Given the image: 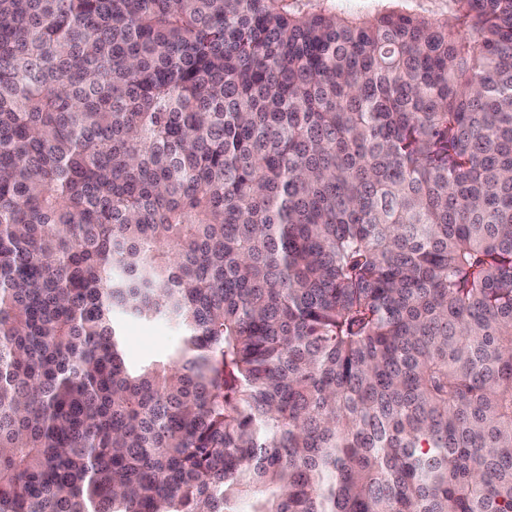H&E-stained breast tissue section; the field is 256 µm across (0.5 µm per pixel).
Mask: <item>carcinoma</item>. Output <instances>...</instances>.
Returning <instances> with one entry per match:
<instances>
[{
	"label": "carcinoma",
	"instance_id": "carcinoma-1",
	"mask_svg": "<svg viewBox=\"0 0 512 512\" xmlns=\"http://www.w3.org/2000/svg\"><path fill=\"white\" fill-rule=\"evenodd\" d=\"M340 2L0 0V512H512V0ZM127 336L129 353L135 357L160 353L179 337L173 327L164 323L143 325L137 322L128 325Z\"/></svg>",
	"mask_w": 512,
	"mask_h": 512
}]
</instances>
